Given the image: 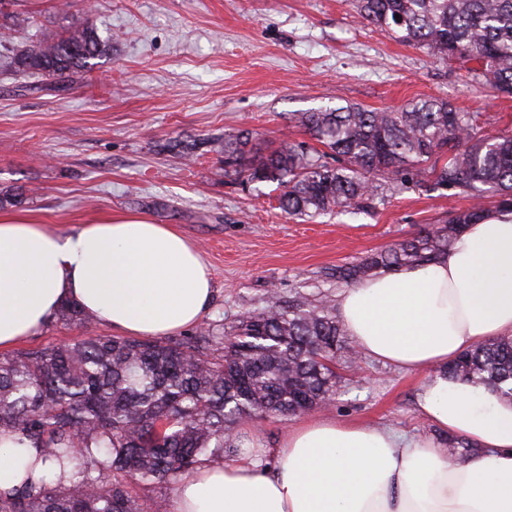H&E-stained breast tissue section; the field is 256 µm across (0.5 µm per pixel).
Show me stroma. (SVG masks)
Segmentation results:
<instances>
[{"label": "stroma", "mask_w": 512, "mask_h": 512, "mask_svg": "<svg viewBox=\"0 0 512 512\" xmlns=\"http://www.w3.org/2000/svg\"><path fill=\"white\" fill-rule=\"evenodd\" d=\"M60 2L5 0L13 44L87 24L109 53L59 91L52 78L7 70L0 46V190H22L21 211L56 233L119 214L174 225L213 273L206 320L228 327L273 289L285 298L339 294L327 269L444 224L469 202L385 183L371 214L292 219L276 184L225 176L213 152L182 159L166 150L169 140L247 128L263 149L286 138L313 148L293 113L347 103L397 109L429 97L473 113L479 137L512 130V96L396 41L351 0H86L67 12ZM336 373L328 416L434 435L416 404L426 373L364 355L337 361ZM300 420L257 417L235 432L270 464Z\"/></svg>", "instance_id": "35a3bbf8"}]
</instances>
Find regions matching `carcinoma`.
Masks as SVG:
<instances>
[{"mask_svg": "<svg viewBox=\"0 0 512 512\" xmlns=\"http://www.w3.org/2000/svg\"><path fill=\"white\" fill-rule=\"evenodd\" d=\"M364 21L441 61L470 63L473 80L512 94V0H352ZM107 46L89 25L16 49L18 72L68 78L93 68ZM324 150L282 141L262 152L252 132L212 139H174L166 148L196 157L202 144L219 154L224 173L271 182L290 217L336 209L375 208L386 176L448 198H472L445 225L328 272L353 286L374 275L442 257L488 209H512V134H474V116L446 99H420L400 110L357 104L325 106L293 116ZM60 319L85 329L96 318L67 300ZM356 352L329 296L286 300L274 291L265 306L231 330L206 322L194 338L142 341L87 336L68 345L0 356V436L30 442L67 483L45 479L0 490V512H164L133 495L127 482L168 481L196 465L224 464L234 425L256 415H286L329 404L336 394V356ZM512 400V337L460 355L447 368Z\"/></svg>", "mask_w": 512, "mask_h": 512, "instance_id": "obj_1", "label": "carcinoma"}]
</instances>
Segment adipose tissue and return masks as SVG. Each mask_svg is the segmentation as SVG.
<instances>
[{"instance_id": "obj_1", "label": "adipose tissue", "mask_w": 512, "mask_h": 512, "mask_svg": "<svg viewBox=\"0 0 512 512\" xmlns=\"http://www.w3.org/2000/svg\"><path fill=\"white\" fill-rule=\"evenodd\" d=\"M213 296L210 268L172 225L124 216L54 234L0 213V348L36 334L68 299L112 330L149 338L197 324ZM337 308L360 352L429 372L420 412L477 454L452 464L430 437L310 418L282 438L274 465L246 456L197 466L177 484L174 512H512V401L441 371L512 336V211L469 225L436 261L346 288ZM35 456L0 439V488L58 482Z\"/></svg>"}]
</instances>
